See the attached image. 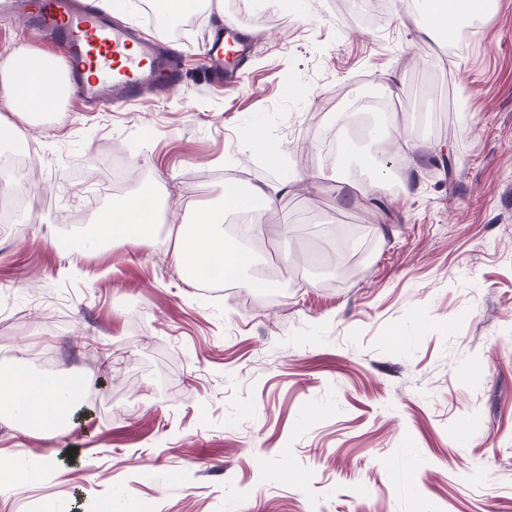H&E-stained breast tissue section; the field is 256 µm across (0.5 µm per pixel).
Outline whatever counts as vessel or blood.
<instances>
[{
    "label": "vessel or blood",
    "instance_id": "obj_1",
    "mask_svg": "<svg viewBox=\"0 0 512 512\" xmlns=\"http://www.w3.org/2000/svg\"><path fill=\"white\" fill-rule=\"evenodd\" d=\"M13 6L19 19L62 51L76 91L87 104L129 106L176 77L179 59L174 53L113 20L97 0H13ZM249 49L246 34L231 26L224 41L214 42L211 62L230 69L225 85H234L232 69L245 62Z\"/></svg>",
    "mask_w": 512,
    "mask_h": 512
}]
</instances>
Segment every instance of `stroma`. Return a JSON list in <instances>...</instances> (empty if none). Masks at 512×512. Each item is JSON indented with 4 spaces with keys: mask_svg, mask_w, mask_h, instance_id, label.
I'll list each match as a JSON object with an SVG mask.
<instances>
[{
    "mask_svg": "<svg viewBox=\"0 0 512 512\" xmlns=\"http://www.w3.org/2000/svg\"><path fill=\"white\" fill-rule=\"evenodd\" d=\"M496 2L458 46L404 6L363 27L336 0H223L173 39L177 89L18 122L31 205L0 232V363L52 353L97 398L55 435L0 414V460L47 464L0 512H90L93 493L117 512H512V0ZM227 20L258 39L221 92L205 53ZM363 93L414 134L385 146L403 158L389 194ZM114 162L154 183L163 223L149 245L69 250L63 216L96 222ZM218 169L274 198L245 244L283 268L274 295L197 286L173 258L186 201L220 203L224 179H200Z\"/></svg>",
    "mask_w": 512,
    "mask_h": 512,
    "instance_id": "35a3bbf8",
    "label": "stroma"
}]
</instances>
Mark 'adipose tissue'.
Here are the masks:
<instances>
[{
    "instance_id": "ef3b65f1",
    "label": "adipose tissue",
    "mask_w": 512,
    "mask_h": 512,
    "mask_svg": "<svg viewBox=\"0 0 512 512\" xmlns=\"http://www.w3.org/2000/svg\"><path fill=\"white\" fill-rule=\"evenodd\" d=\"M29 62L43 63L53 77L61 75L55 58L30 49L14 51L0 60V140L14 134L15 119L33 120L35 115L57 111L61 103L57 96L41 97L34 86L29 91L33 106H18L21 69ZM153 190V185L146 183L136 193L113 201L97 218L99 238L120 235L138 244L150 243L153 216L149 204ZM259 200L268 206L273 203L263 188L256 187L246 196L227 198L222 207L199 209L197 222L180 229L175 251L180 267L186 269L202 263L223 269L226 276L240 278L250 266L252 256L238 242L225 238L224 221L227 212L252 209ZM85 388V381L79 378L35 377L17 369L1 370L0 413L21 420L29 430L62 432L70 427L78 395Z\"/></svg>"
}]
</instances>
